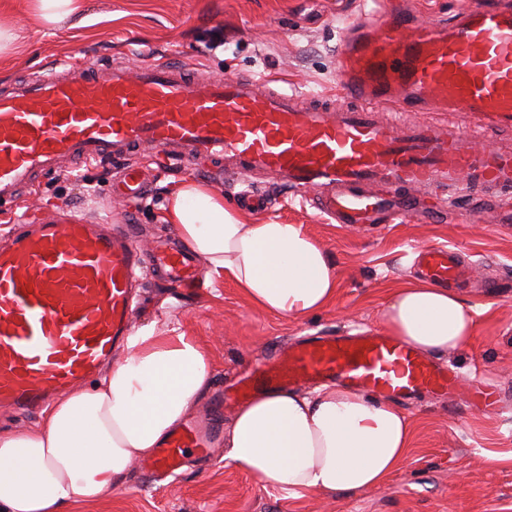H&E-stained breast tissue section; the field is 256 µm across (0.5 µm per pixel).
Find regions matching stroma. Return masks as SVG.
<instances>
[{
  "mask_svg": "<svg viewBox=\"0 0 512 512\" xmlns=\"http://www.w3.org/2000/svg\"><path fill=\"white\" fill-rule=\"evenodd\" d=\"M361 0H87L83 25L44 27L24 0H0V22L23 38L0 53V88L64 59L99 66L179 61L219 78L271 76L309 93L336 91V51ZM148 172L146 197L128 204L107 189L86 194L79 182L48 176L26 196L17 218L36 221L69 209L92 221L131 211L143 247L176 236L163 223L169 193L184 176L167 163L132 157ZM274 203L255 221L301 224L329 252L339 288L335 302L305 319L255 309L227 281L208 277L201 300L147 280L140 326L169 328L204 347L210 393L236 383L250 365L306 336L379 330L390 288L415 277V250L454 248L470 269L456 285L484 304L475 337L462 351L440 356L457 378L453 393L422 391L404 411L415 430L409 459L389 483L356 495L296 498L225 466L223 448L200 462L188 450L179 476L160 479L134 459L124 485L77 512H512V213L488 202L463 201L430 223L333 224L302 193L267 186ZM209 395L191 417L206 414Z\"/></svg>",
  "mask_w": 512,
  "mask_h": 512,
  "instance_id": "stroma-1",
  "label": "stroma"
}]
</instances>
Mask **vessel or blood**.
<instances>
[{
    "label": "vessel or blood",
    "instance_id": "vessel-or-blood-1",
    "mask_svg": "<svg viewBox=\"0 0 512 512\" xmlns=\"http://www.w3.org/2000/svg\"><path fill=\"white\" fill-rule=\"evenodd\" d=\"M350 23L337 50L335 100L277 86L262 77L196 78L175 62L101 67L66 61L58 71L0 92V207L15 204L45 173L67 175L85 163L121 162L112 186L127 201L146 187L128 157L158 152L180 167L223 158L225 182L271 174L312 193L320 214L340 224L381 219L427 221L438 200L473 189L512 191V149L478 150L474 137L512 128V0H469L451 20L418 21L401 0ZM415 107L471 112L475 130L399 125L380 112ZM126 218L94 223L69 211L0 245V407L31 411L90 379L132 333L135 290L151 262L184 294L205 277L190 252L142 248ZM420 274L461 281L455 250L419 252ZM336 381L406 401L454 377L398 337L313 336L272 362L244 372L238 399L303 383ZM211 428L170 433L152 462L176 474L185 449L211 454Z\"/></svg>",
    "mask_w": 512,
    "mask_h": 512
}]
</instances>
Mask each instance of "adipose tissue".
Returning <instances> with one entry per match:
<instances>
[{
    "mask_svg": "<svg viewBox=\"0 0 512 512\" xmlns=\"http://www.w3.org/2000/svg\"><path fill=\"white\" fill-rule=\"evenodd\" d=\"M164 221L261 311L300 319L336 298L335 265L303 225L255 223L193 179L171 193ZM482 310L410 279L390 290L380 323L419 352L444 355L469 345ZM208 384L195 338L138 330L93 387L60 396L29 432L0 433V512H75L97 501L123 484L133 459L153 455ZM412 442L410 419L392 403L342 385L283 389L236 410L224 459L263 486L333 497L385 486Z\"/></svg>",
    "mask_w": 512,
    "mask_h": 512,
    "instance_id": "obj_1",
    "label": "adipose tissue"
}]
</instances>
